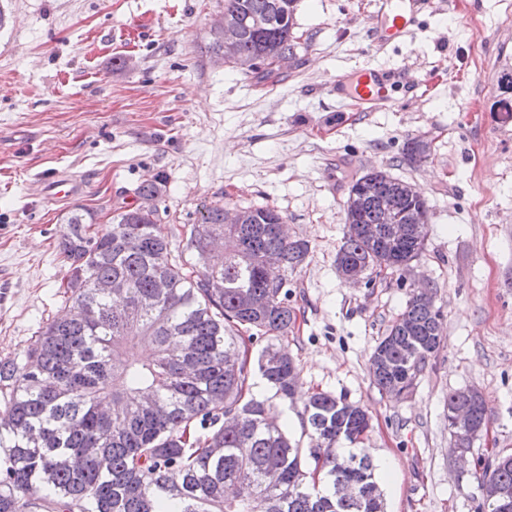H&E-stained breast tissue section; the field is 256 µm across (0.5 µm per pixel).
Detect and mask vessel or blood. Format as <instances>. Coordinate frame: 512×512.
<instances>
[{
  "mask_svg": "<svg viewBox=\"0 0 512 512\" xmlns=\"http://www.w3.org/2000/svg\"><path fill=\"white\" fill-rule=\"evenodd\" d=\"M426 3L427 0H378L371 35L377 36L383 45L407 35L415 26L417 15ZM391 81L415 91L431 84L432 79L430 74H421L407 68L389 74L379 67L365 66L337 75L336 93L348 98L357 111L374 112L386 102L387 84ZM78 189V181L71 177L51 178L43 187L45 193L57 199L73 197Z\"/></svg>",
  "mask_w": 512,
  "mask_h": 512,
  "instance_id": "obj_1",
  "label": "vessel or blood"
}]
</instances>
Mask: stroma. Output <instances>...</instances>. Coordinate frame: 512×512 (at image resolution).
<instances>
[{"label": "stroma", "instance_id": "1", "mask_svg": "<svg viewBox=\"0 0 512 512\" xmlns=\"http://www.w3.org/2000/svg\"><path fill=\"white\" fill-rule=\"evenodd\" d=\"M0 10V358H23L64 311L57 242L73 208L106 224L160 172L167 228L197 223L213 201L270 207L309 246L281 293L296 315L281 341L296 394L280 400L256 373L251 395L303 443L309 393L359 403L386 512H476L477 464L512 454V0H462L455 12L432 0L412 35L383 49L367 36L375 0H298L295 54L262 83L210 60L224 0H0ZM128 57L134 68L115 69ZM368 64L442 79L392 110L358 112L331 82ZM415 137L432 146L419 165L403 158ZM372 168L425 197L428 234L407 270L353 286L336 269L344 202ZM55 174L83 191L45 195ZM422 286L442 312L441 346L412 391L390 397L371 381L369 354ZM457 389L478 390L489 416L464 467L448 431Z\"/></svg>", "mask_w": 512, "mask_h": 512}]
</instances>
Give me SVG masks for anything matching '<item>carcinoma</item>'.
<instances>
[{
	"label": "carcinoma",
	"mask_w": 512,
	"mask_h": 512,
	"mask_svg": "<svg viewBox=\"0 0 512 512\" xmlns=\"http://www.w3.org/2000/svg\"><path fill=\"white\" fill-rule=\"evenodd\" d=\"M296 0H224L237 53L263 65L249 73L276 75L268 60L293 54ZM431 156V143L411 138L404 157ZM162 176L140 185L157 201ZM411 224L426 199L410 184L372 169L348 191L345 214L364 226L336 255L367 276L401 270L424 243L408 236L388 249L375 234L383 204ZM215 202L185 224L173 255L158 209L122 211L106 225L92 212L70 211L58 249L69 263L68 312L49 319L23 360L0 359V512H384L364 441L367 409L327 392L304 402L311 444H292L269 421L265 401L249 396L251 359L237 328L288 335L293 312L280 298L284 277L270 274L264 255L279 253L283 271L306 259L308 245L277 232L284 217L269 207L245 208L243 224L224 223ZM224 237V264L207 263L206 247ZM121 278V300L96 288ZM167 288L153 307L139 300ZM373 347L371 378L378 391H411L438 350L442 314L430 291H415ZM147 348L152 358L138 351ZM267 383L293 398L295 366L269 345L257 360ZM238 418L234 430L217 422ZM480 484L512 489V464L487 460ZM478 512H512V500L483 498Z\"/></svg>",
	"instance_id": "cac0c4a2"
}]
</instances>
